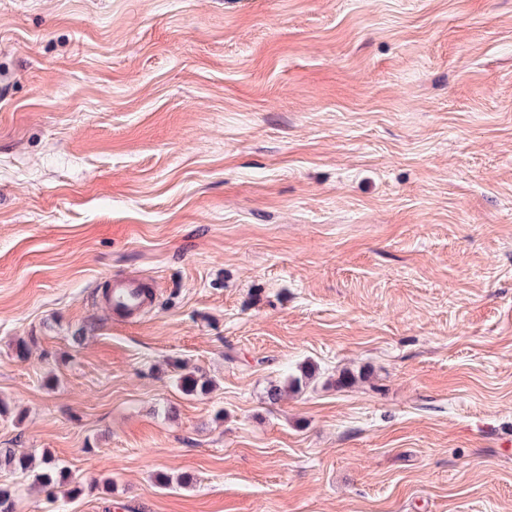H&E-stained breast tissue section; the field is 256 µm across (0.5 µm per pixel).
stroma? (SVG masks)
Wrapping results in <instances>:
<instances>
[{
  "mask_svg": "<svg viewBox=\"0 0 512 512\" xmlns=\"http://www.w3.org/2000/svg\"><path fill=\"white\" fill-rule=\"evenodd\" d=\"M0 448L15 512H512V0H0ZM112 289V313L124 319H132L137 317L150 301L142 303L139 294L140 288L146 286L134 279L115 280L105 286ZM43 471L36 475V480L41 487L46 489L49 495H54L55 490L67 480L63 467H59L55 460L48 454L43 458Z\"/></svg>",
  "mask_w": 512,
  "mask_h": 512,
  "instance_id": "35a3bbf8",
  "label": "stroma"
}]
</instances>
